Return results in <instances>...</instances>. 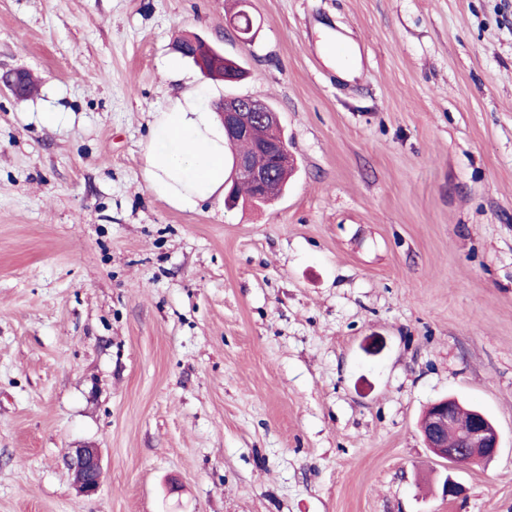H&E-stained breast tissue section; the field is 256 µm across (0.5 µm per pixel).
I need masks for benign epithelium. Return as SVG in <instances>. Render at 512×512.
Here are the masks:
<instances>
[{
  "label": "benign epithelium",
  "mask_w": 512,
  "mask_h": 512,
  "mask_svg": "<svg viewBox=\"0 0 512 512\" xmlns=\"http://www.w3.org/2000/svg\"><path fill=\"white\" fill-rule=\"evenodd\" d=\"M217 110L227 144L251 137L254 127L261 124L266 128V135L256 144V150L273 156L280 164L289 163L288 142L282 134L279 114L268 105L251 97H234L219 104ZM272 176V171L255 166L249 156L233 155L231 181L225 193L228 207L235 208L240 204L235 199L236 185L240 181L250 184L253 200L269 198ZM459 407L458 400L448 397L430 404L419 422L424 442L436 457L455 467L490 462L499 451L500 435L494 422L479 410H470L469 428L459 433L454 444L448 443V430L455 425ZM67 465L77 478L82 496L91 497L99 491L104 474L99 449L93 446L74 448L68 454Z\"/></svg>",
  "instance_id": "benign-epithelium-1"
}]
</instances>
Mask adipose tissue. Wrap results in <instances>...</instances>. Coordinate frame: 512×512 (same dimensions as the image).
<instances>
[{"mask_svg":"<svg viewBox=\"0 0 512 512\" xmlns=\"http://www.w3.org/2000/svg\"><path fill=\"white\" fill-rule=\"evenodd\" d=\"M206 97L199 85L155 113L144 147L142 176L149 190L181 210L224 199L230 151Z\"/></svg>","mask_w":512,"mask_h":512,"instance_id":"1","label":"adipose tissue"}]
</instances>
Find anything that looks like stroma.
Here are the masks:
<instances>
[{"mask_svg":"<svg viewBox=\"0 0 512 512\" xmlns=\"http://www.w3.org/2000/svg\"><path fill=\"white\" fill-rule=\"evenodd\" d=\"M246 5L248 41L235 0H0V74L40 79L0 90V512H512V0ZM186 34L246 71L209 105L279 112L274 202L148 189L153 114L204 81ZM447 396L489 465L428 452ZM459 407L462 405L458 400L448 397L430 404L419 422L424 442L437 458L455 467L487 464L501 447L498 429L483 412L471 409V424L455 441L457 433L465 429L470 420L466 410L458 412ZM455 420L456 426L450 430ZM454 441L453 445L449 444ZM67 465L77 478V487L82 496L91 497L99 491L104 469L98 448L93 446L72 448L68 454Z\"/></svg>","mask_w":512,"mask_h":512,"instance_id":"stroma-1","label":"stroma"}]
</instances>
